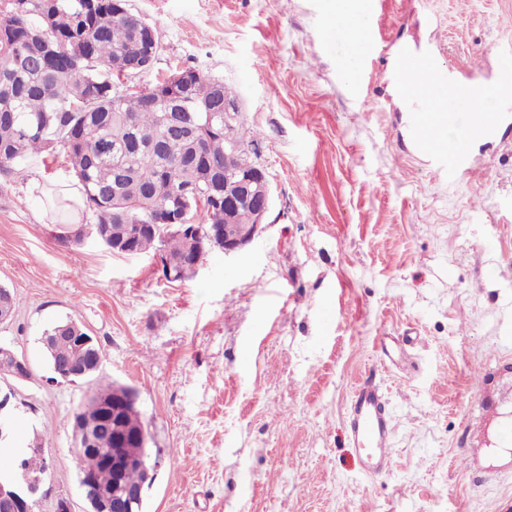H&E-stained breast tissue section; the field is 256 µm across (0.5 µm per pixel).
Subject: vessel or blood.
Returning a JSON list of instances; mask_svg holds the SVG:
<instances>
[{"label":"vessel or blood","mask_w":512,"mask_h":512,"mask_svg":"<svg viewBox=\"0 0 512 512\" xmlns=\"http://www.w3.org/2000/svg\"><path fill=\"white\" fill-rule=\"evenodd\" d=\"M390 70L405 91L414 92L419 102L434 105L430 115L415 113L413 138L418 149L432 155L438 178L456 186L470 171V143L495 138L504 126L512 124V99L501 96L493 112L475 111L473 99L461 97V110H449L444 88L448 87V71L439 65L436 55L416 56L411 53L395 55ZM455 125L468 135L469 144L458 146L435 140L434 131ZM347 438L355 448L364 475L385 474L393 455V417L380 387L361 382L352 391L346 415Z\"/></svg>","instance_id":"1"}]
</instances>
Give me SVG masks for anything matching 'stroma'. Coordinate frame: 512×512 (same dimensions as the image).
<instances>
[{
	"label": "stroma",
	"instance_id": "1",
	"mask_svg": "<svg viewBox=\"0 0 512 512\" xmlns=\"http://www.w3.org/2000/svg\"><path fill=\"white\" fill-rule=\"evenodd\" d=\"M330 0H128L156 30L148 86L190 68L236 89L272 187L260 235L209 250L183 280L160 255L60 241L26 179L0 186V341L29 360L12 391L15 444L45 435L34 512H84L71 416L98 385L139 392L163 464L144 512H504L512 450V140L480 141L464 183L407 142L388 61L441 49L455 70L512 43V0H378L370 56L333 34ZM81 322L104 351L93 381L54 379L39 341ZM398 342L392 356L382 345ZM395 419L387 474L346 435L357 382ZM474 449L478 468L457 457Z\"/></svg>",
	"mask_w": 512,
	"mask_h": 512
}]
</instances>
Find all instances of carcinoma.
Masks as SVG:
<instances>
[{
  "mask_svg": "<svg viewBox=\"0 0 512 512\" xmlns=\"http://www.w3.org/2000/svg\"><path fill=\"white\" fill-rule=\"evenodd\" d=\"M113 2L99 0L90 13L85 0H7L0 18V29L7 30L0 38V183L24 176L35 155L63 157L83 187L85 207L96 215L94 228L126 241L134 254L162 251L171 269L164 277L177 281L189 272V255L224 246V158L234 141L252 160L256 140L245 139L241 113L224 112V100L234 101L238 93L226 85L217 95L213 80L191 68L177 86V100L209 106L210 119L201 112L189 118L178 104L163 100L161 81L145 94L115 98L112 75L126 69L134 29L114 15ZM34 29L49 43H65L69 56L56 61L46 47L29 43ZM149 96L157 106H148ZM199 197L209 208L198 209ZM172 207L201 217L196 238L163 226ZM90 354L72 341L47 352L46 359L65 367ZM123 418V429L131 433L145 427L137 407L123 410ZM33 445L27 455L9 459L7 470L22 466L31 476L41 475L46 448L38 436ZM94 447L98 453L76 457L78 477L108 486L112 474L103 458L112 433L96 435Z\"/></svg>",
  "mask_w": 512,
  "mask_h": 512,
  "instance_id": "obj_1",
  "label": "carcinoma"
}]
</instances>
